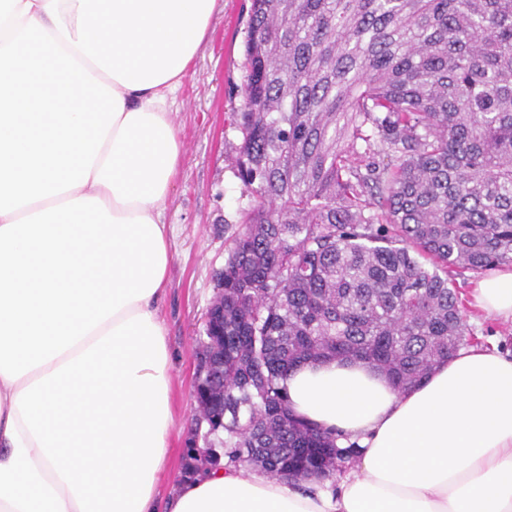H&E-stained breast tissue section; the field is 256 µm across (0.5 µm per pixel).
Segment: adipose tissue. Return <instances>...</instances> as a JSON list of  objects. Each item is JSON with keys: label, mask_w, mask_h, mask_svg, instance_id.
<instances>
[{"label": "adipose tissue", "mask_w": 512, "mask_h": 512, "mask_svg": "<svg viewBox=\"0 0 512 512\" xmlns=\"http://www.w3.org/2000/svg\"><path fill=\"white\" fill-rule=\"evenodd\" d=\"M215 3L0 0V512H154L173 421L170 109ZM474 299L512 317V267ZM287 389L358 446L336 489L226 465L180 478L167 512H512V356L462 350L403 392L325 360Z\"/></svg>", "instance_id": "obj_1"}]
</instances>
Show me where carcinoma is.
<instances>
[{
  "mask_svg": "<svg viewBox=\"0 0 512 512\" xmlns=\"http://www.w3.org/2000/svg\"><path fill=\"white\" fill-rule=\"evenodd\" d=\"M244 68L253 205L194 388L228 463L325 479L353 448L288 374L414 387L467 341L456 276L512 265V0H251Z\"/></svg>",
  "mask_w": 512,
  "mask_h": 512,
  "instance_id": "obj_1",
  "label": "carcinoma"
}]
</instances>
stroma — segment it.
I'll list each match as a JSON object with an SVG mask.
<instances>
[{
  "label": "stroma",
  "mask_w": 512,
  "mask_h": 512,
  "mask_svg": "<svg viewBox=\"0 0 512 512\" xmlns=\"http://www.w3.org/2000/svg\"><path fill=\"white\" fill-rule=\"evenodd\" d=\"M251 0H216L209 31L170 119L183 143L179 174L163 204L174 227L172 263L160 315L171 355L174 425L157 506H164L181 477L194 425L193 389L204 313L216 294V275L227 249L241 232L240 212L252 199L243 192L236 159L243 136L233 114L239 111L245 71L242 67ZM479 277L467 272L456 291L467 314L471 346L497 344L512 351V320L472 317L473 290Z\"/></svg>",
  "instance_id": "obj_1"
}]
</instances>
